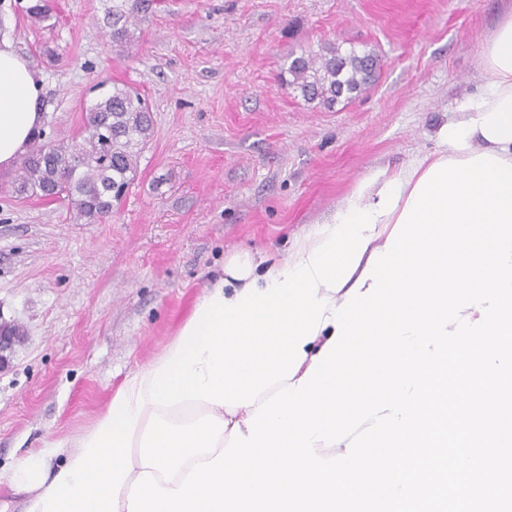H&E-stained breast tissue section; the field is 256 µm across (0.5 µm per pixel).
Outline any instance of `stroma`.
<instances>
[{"label": "stroma", "instance_id": "obj_1", "mask_svg": "<svg viewBox=\"0 0 512 512\" xmlns=\"http://www.w3.org/2000/svg\"><path fill=\"white\" fill-rule=\"evenodd\" d=\"M0 0V37L41 72L47 137L69 142L100 81L136 88L154 133L112 217L13 191L0 173V470L72 438L124 377L158 357L236 254L275 256L379 167L437 147L482 82L481 53L512 0H152L114 45L106 0ZM383 66L363 94L306 103L280 74L327 45Z\"/></svg>", "mask_w": 512, "mask_h": 512}]
</instances>
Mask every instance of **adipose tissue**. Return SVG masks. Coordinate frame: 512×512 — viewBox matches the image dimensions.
I'll list each match as a JSON object with an SVG mask.
<instances>
[{
    "label": "adipose tissue",
    "mask_w": 512,
    "mask_h": 512,
    "mask_svg": "<svg viewBox=\"0 0 512 512\" xmlns=\"http://www.w3.org/2000/svg\"><path fill=\"white\" fill-rule=\"evenodd\" d=\"M483 76L478 92L439 129L437 150L415 156L394 172L373 171L336 213L317 222L280 256L229 260L215 290L228 300L252 282L264 291L283 269L303 263L311 268L320 295L331 297L334 304L344 303L371 254L384 248L412 190L432 165L485 152L512 163V12L498 20L483 49ZM42 83L41 74L11 41L0 39V171L14 167L44 127ZM253 412L250 406L232 409L204 400H184L163 411L145 404L131 446L133 470L157 475L164 488H178L194 462L213 460L225 448L234 424ZM95 433L91 426L77 438L50 443L23 457L6 474V481L22 496L21 512L39 501Z\"/></svg>",
    "instance_id": "obj_1"
}]
</instances>
